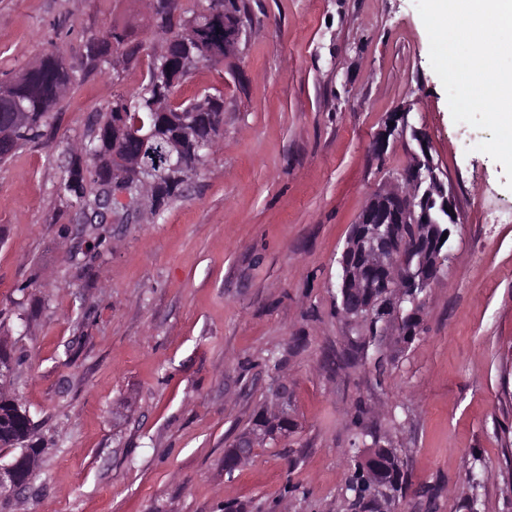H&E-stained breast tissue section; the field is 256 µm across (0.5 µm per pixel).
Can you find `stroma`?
<instances>
[{"label": "stroma", "instance_id": "obj_1", "mask_svg": "<svg viewBox=\"0 0 512 512\" xmlns=\"http://www.w3.org/2000/svg\"><path fill=\"white\" fill-rule=\"evenodd\" d=\"M223 73L219 149L155 221L110 219L96 248L56 187L91 113L146 81L148 57L100 74L88 35L147 42L148 0H0V81L54 52L74 82L48 134L0 165V337L42 449L0 512H342L357 403L397 448L404 512H512V191L452 119L415 0H243ZM409 110L460 222L423 333L385 376L336 304L337 260L368 196L407 161L369 146ZM279 358L271 366L269 357ZM288 382L298 429L234 474L224 450ZM489 473L467 479L474 462ZM437 490L434 510L418 491Z\"/></svg>", "mask_w": 512, "mask_h": 512}]
</instances>
